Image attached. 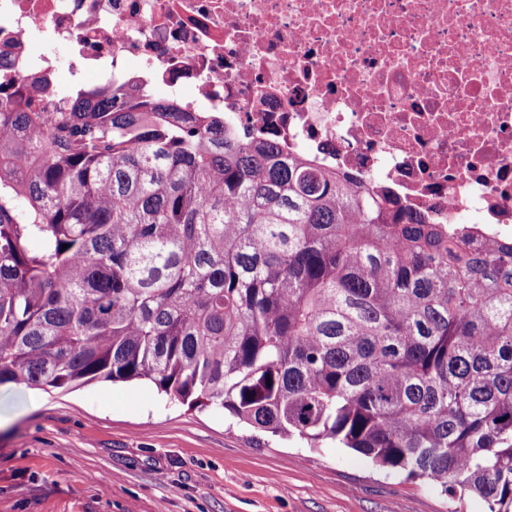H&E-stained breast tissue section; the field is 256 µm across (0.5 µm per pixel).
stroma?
Returning <instances> with one entry per match:
<instances>
[{
	"instance_id": "35a3bbf8",
	"label": "stroma",
	"mask_w": 512,
	"mask_h": 512,
	"mask_svg": "<svg viewBox=\"0 0 512 512\" xmlns=\"http://www.w3.org/2000/svg\"><path fill=\"white\" fill-rule=\"evenodd\" d=\"M0 512H486L150 383L0 386Z\"/></svg>"
}]
</instances>
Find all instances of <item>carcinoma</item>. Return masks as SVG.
I'll use <instances>...</instances> for the list:
<instances>
[{
  "label": "carcinoma",
  "instance_id": "1",
  "mask_svg": "<svg viewBox=\"0 0 512 512\" xmlns=\"http://www.w3.org/2000/svg\"><path fill=\"white\" fill-rule=\"evenodd\" d=\"M10 94L0 385L147 380L512 512V241L428 224L172 99L108 83L47 126Z\"/></svg>",
  "mask_w": 512,
  "mask_h": 512
}]
</instances>
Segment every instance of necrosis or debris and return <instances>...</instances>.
<instances>
[{
  "label": "necrosis or debris",
  "instance_id": "obj_1",
  "mask_svg": "<svg viewBox=\"0 0 512 512\" xmlns=\"http://www.w3.org/2000/svg\"><path fill=\"white\" fill-rule=\"evenodd\" d=\"M97 73L512 240V0H0V83L32 110Z\"/></svg>",
  "mask_w": 512,
  "mask_h": 512
}]
</instances>
